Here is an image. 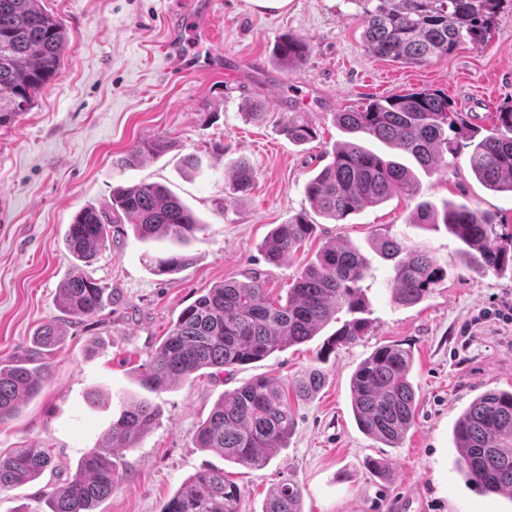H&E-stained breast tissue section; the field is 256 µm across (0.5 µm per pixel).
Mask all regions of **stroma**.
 <instances>
[{"instance_id":"obj_1","label":"stroma","mask_w":512,"mask_h":512,"mask_svg":"<svg viewBox=\"0 0 512 512\" xmlns=\"http://www.w3.org/2000/svg\"><path fill=\"white\" fill-rule=\"evenodd\" d=\"M173 0H42L60 19L70 45L57 77L35 106L0 127V360H35L49 374L18 416L0 424V453L34 446L48 450L55 468L40 479L0 491V512H45V492L62 486L98 434L117 415L121 398L149 397L163 414L138 447L116 452L124 479L97 512H162L180 485L204 468L224 470L240 487L241 512H262L270 490L285 480L303 489L304 512H512V500L466 484L452 429L469 403L490 390L512 391V322L492 317L512 305V272L486 273L466 264L460 242L444 225L410 223L424 199L463 203L512 226V195L486 190L465 157L420 173L421 194L368 206L340 224L317 219L306 245L273 265L262 244L271 229L311 207L308 179L327 165L346 133L334 113L368 99L416 89L446 92L457 111L482 129L512 104V0H502L496 28L484 45L468 44L420 67L370 55L363 47L361 11L351 0H292L282 14L260 12L249 0H220L218 37L204 42L192 21L178 23L186 52L257 60L261 71L236 78L200 67L175 74L161 52ZM285 36L304 39L305 59L275 66L272 51ZM265 114L247 119L248 100ZM301 112L318 136L296 145L280 130L284 113ZM162 134L175 144L166 155L118 167L141 138ZM197 155L198 171L183 168ZM254 183L241 198L225 185L238 161ZM142 182L169 187L203 228L186 247L192 265L173 275L153 273L147 254L169 241L145 242L130 225L116 224L92 262L75 260L64 239L83 207L105 208L112 190ZM394 236L428 252L448 271L422 303L391 300V261L375 237ZM336 241L368 262L361 286L371 328L357 344L317 356L337 328L229 372L207 369L175 387L147 392L137 371L148 364L170 323L200 293L226 280L258 277L271 294L285 295L301 268ZM85 273L103 283L112 301L81 324H64L56 346L37 349L30 338L60 318L59 285ZM384 344L410 347L409 377L417 393L415 423L402 445L389 448L357 427L349 382L357 364ZM325 383L296 406L295 429L268 465L253 470L197 448L195 436L215 402L249 380L273 376L288 384L313 365ZM392 474L373 476L370 460Z\"/></svg>"}]
</instances>
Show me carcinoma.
<instances>
[{"label": "carcinoma", "instance_id": "obj_1", "mask_svg": "<svg viewBox=\"0 0 512 512\" xmlns=\"http://www.w3.org/2000/svg\"><path fill=\"white\" fill-rule=\"evenodd\" d=\"M362 12L366 51L408 66L446 57L458 47L489 41L500 0H350ZM69 35L63 24L42 6V0H0V126L11 124L34 105L37 94L59 73ZM302 38L285 37L274 58L281 68L297 64L307 53ZM336 123L352 139L332 149L328 165L312 176L305 194L313 209L340 222L365 206L395 195L417 197L421 187L415 171L363 145L367 136L414 160L424 171L448 165L470 148L468 166L486 189L512 194V105L495 113L492 128L482 134L455 110L448 95L421 89L404 95L374 97L363 107L334 113ZM288 139L305 144L317 138L315 127L301 112L282 118ZM173 148L164 135L138 140L126 163L160 156ZM253 184L252 169L236 165L230 190L244 195ZM128 223L139 238H169L186 245L202 230V222L168 187L139 183L112 194L108 210L85 207L69 225L65 244L72 255L88 261L105 250L114 224ZM411 223L444 225L463 245L469 262L483 272L512 268V231L488 212L444 202L424 201ZM315 225L298 214L277 225L264 243L267 261L279 263L313 235ZM378 252L393 261L391 298L398 306H414L447 277L428 254L401 240L380 237ZM192 256L180 252L150 258L152 270L175 273ZM366 258L354 247L329 243L299 272L286 297H271L259 278L228 280L203 291L179 313L167 336L138 375L149 391L175 385L202 369L226 371L265 360L286 348L309 341L336 315H349L327 342L329 350L352 345L367 335L370 320L360 282ZM106 289L98 280L75 275L59 288L57 303L72 321L99 313ZM61 331L54 324L35 335L42 347L56 344ZM411 350L399 344L376 348L355 368L350 380L355 422L365 435L398 447L413 426L416 392L409 380ZM47 376L43 366L0 362V422L14 418L20 405L35 397ZM319 367L309 368L291 386L272 377L252 379L223 396L196 435V447L252 469L265 467L286 447L295 427L292 401L310 398L324 383ZM160 417L148 399L123 403L112 424L78 462L72 478L45 493L49 512H95L123 480L113 460L117 448H136ZM453 439L459 470L466 482L512 500V392L486 391L458 417ZM51 467V457L38 448H16L0 455V490L23 485ZM303 490L282 482L270 490L262 512H303ZM241 490L219 469L199 470L188 477L163 512H240Z\"/></svg>", "mask_w": 512, "mask_h": 512}]
</instances>
